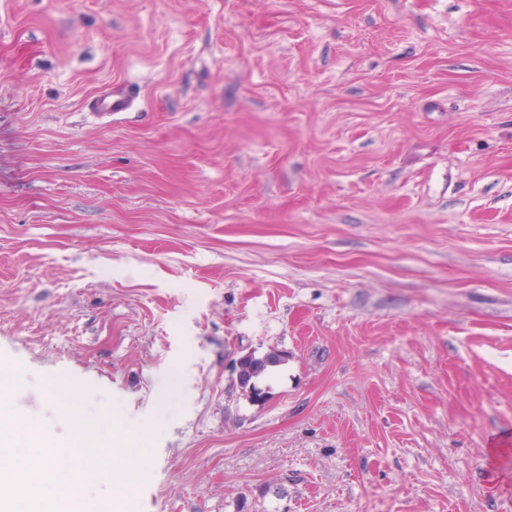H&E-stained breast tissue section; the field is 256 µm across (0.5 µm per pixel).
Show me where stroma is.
I'll list each match as a JSON object with an SVG mask.
<instances>
[{"label":"stroma","mask_w":512,"mask_h":512,"mask_svg":"<svg viewBox=\"0 0 512 512\" xmlns=\"http://www.w3.org/2000/svg\"><path fill=\"white\" fill-rule=\"evenodd\" d=\"M0 379L140 512H512V0H0ZM282 361L283 357L277 353H270L263 358L248 354L234 361L238 384L243 392L248 393L247 396L251 401H263L266 397V392L257 387L254 380L266 374L270 367L277 366Z\"/></svg>","instance_id":"obj_1"}]
</instances>
